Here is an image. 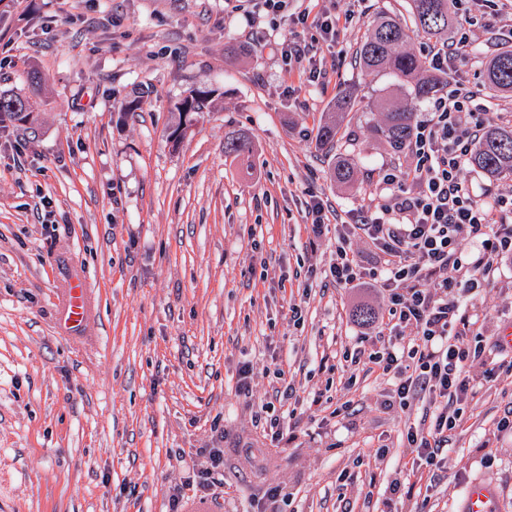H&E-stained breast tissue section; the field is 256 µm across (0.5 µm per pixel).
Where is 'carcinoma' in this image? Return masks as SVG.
<instances>
[{
  "instance_id": "1",
  "label": "carcinoma",
  "mask_w": 512,
  "mask_h": 512,
  "mask_svg": "<svg viewBox=\"0 0 512 512\" xmlns=\"http://www.w3.org/2000/svg\"><path fill=\"white\" fill-rule=\"evenodd\" d=\"M456 0H410V15L415 32L427 38L449 31ZM408 27L400 19L382 14L377 16L358 48L360 63L368 70L385 72L412 89L417 98H429L440 90L441 79L426 73L419 56L408 48ZM486 77L491 88L512 92V50L495 55L488 63ZM216 90L197 88L175 104L178 122L173 135L180 138L185 130L183 112L190 107L199 116L211 105ZM355 111V99L347 91L340 93L332 111L319 122L316 140L322 147H333L338 141L341 125ZM383 118L372 126V133L385 140L392 149L408 146L412 136V108L396 102L383 107ZM7 117L15 126L32 129L40 120L30 98L20 94L0 92V118ZM247 140L236 138L224 144V153L241 158L249 155ZM474 167L490 177L512 176V126H492L475 144L469 158ZM355 161L341 153L336 155L329 172L330 178L344 186L355 181Z\"/></svg>"
}]
</instances>
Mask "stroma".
<instances>
[{
	"label": "stroma",
	"mask_w": 512,
	"mask_h": 512,
	"mask_svg": "<svg viewBox=\"0 0 512 512\" xmlns=\"http://www.w3.org/2000/svg\"><path fill=\"white\" fill-rule=\"evenodd\" d=\"M289 7L343 17L336 42L266 15L262 0H0V92H30L32 70L45 80L40 125L0 123V512H169L176 491L183 512H460L475 481L496 488L491 512H512V376L461 401L463 427L430 483L410 475L402 436L427 401L383 408L391 382L342 358L374 332L354 310L380 316L384 303L327 278L335 224L404 162L370 124L383 100L410 96L356 51L378 14L408 18L409 2ZM482 12L459 0L471 41L448 78L512 126V94L484 80L512 39L485 30ZM292 37L323 82L284 65ZM198 87L213 102L172 140L174 105ZM345 90L358 111L334 149L320 147L315 128ZM234 137L249 141L247 161L225 154ZM340 152L358 164L349 188L329 177ZM75 277L92 305L79 328L65 322ZM472 311L484 337L512 329L511 261ZM265 405L278 432L255 417ZM209 448L223 467L209 470ZM205 470L208 486L188 487ZM396 477L410 491L391 492Z\"/></svg>",
	"instance_id": "obj_1"
}]
</instances>
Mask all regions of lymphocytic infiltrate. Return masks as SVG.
I'll return each instance as SVG.
<instances>
[{"instance_id":"lymphocytic-infiltrate-1","label":"lymphocytic infiltrate","mask_w":512,"mask_h":512,"mask_svg":"<svg viewBox=\"0 0 512 512\" xmlns=\"http://www.w3.org/2000/svg\"><path fill=\"white\" fill-rule=\"evenodd\" d=\"M474 98L463 84L451 85L416 121L407 164L386 168L376 197L340 226L329 268L337 287L369 283L386 299L380 330L343 358L368 361L391 377L399 406L427 398L429 426L406 424L404 436L430 466L449 433L462 427L461 411L449 404L467 395L472 369L481 368L486 379L512 374V359L487 356L483 336L468 334L469 302L494 283L499 260L512 259V190L484 201L461 178L487 121L473 111ZM359 238L376 246L377 266H362L354 248ZM466 239L476 243L475 252L464 251Z\"/></svg>"}]
</instances>
